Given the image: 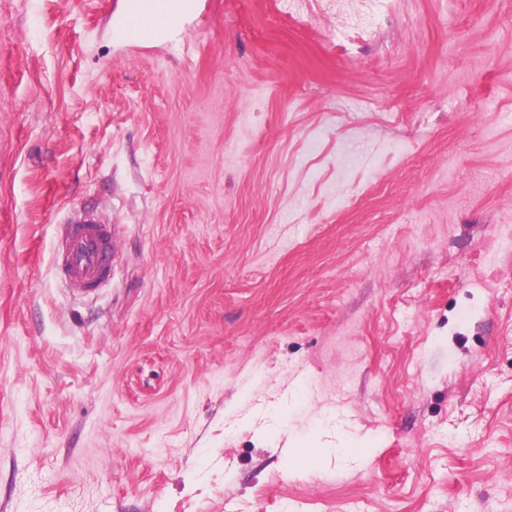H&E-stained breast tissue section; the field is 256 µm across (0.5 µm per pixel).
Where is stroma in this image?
I'll use <instances>...</instances> for the list:
<instances>
[{
	"instance_id": "1",
	"label": "stroma",
	"mask_w": 512,
	"mask_h": 512,
	"mask_svg": "<svg viewBox=\"0 0 512 512\" xmlns=\"http://www.w3.org/2000/svg\"><path fill=\"white\" fill-rule=\"evenodd\" d=\"M118 4L0 0V512H512V0ZM117 37L129 42L172 41L195 15L198 0H120ZM111 225L91 211H82L63 225L58 269L70 288L90 291L110 276Z\"/></svg>"
}]
</instances>
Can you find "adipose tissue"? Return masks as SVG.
<instances>
[{
    "instance_id": "obj_1",
    "label": "adipose tissue",
    "mask_w": 512,
    "mask_h": 512,
    "mask_svg": "<svg viewBox=\"0 0 512 512\" xmlns=\"http://www.w3.org/2000/svg\"><path fill=\"white\" fill-rule=\"evenodd\" d=\"M118 38L129 42L172 41L195 15L197 0H122Z\"/></svg>"
}]
</instances>
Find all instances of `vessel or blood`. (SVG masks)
I'll return each instance as SVG.
<instances>
[{
  "instance_id": "b4317fda",
  "label": "vessel or blood",
  "mask_w": 512,
  "mask_h": 512,
  "mask_svg": "<svg viewBox=\"0 0 512 512\" xmlns=\"http://www.w3.org/2000/svg\"><path fill=\"white\" fill-rule=\"evenodd\" d=\"M112 227L90 211L69 218L63 228L58 269L66 283L85 292L111 273Z\"/></svg>"
}]
</instances>
